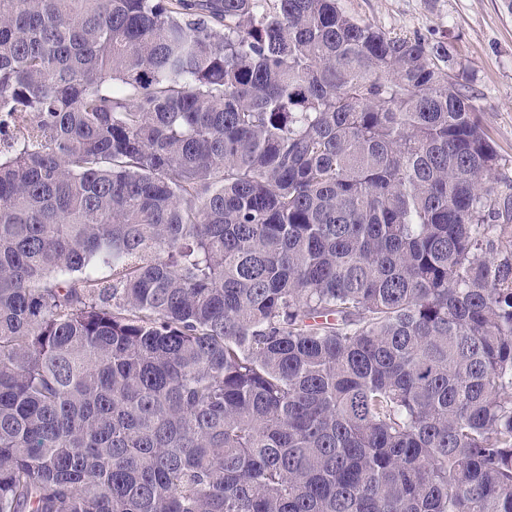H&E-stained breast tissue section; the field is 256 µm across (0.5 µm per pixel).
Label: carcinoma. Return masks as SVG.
<instances>
[{
  "instance_id": "1",
  "label": "carcinoma",
  "mask_w": 512,
  "mask_h": 512,
  "mask_svg": "<svg viewBox=\"0 0 512 512\" xmlns=\"http://www.w3.org/2000/svg\"><path fill=\"white\" fill-rule=\"evenodd\" d=\"M463 89L338 0H0V512H512Z\"/></svg>"
}]
</instances>
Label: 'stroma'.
<instances>
[{"label":"stroma","instance_id":"stroma-1","mask_svg":"<svg viewBox=\"0 0 512 512\" xmlns=\"http://www.w3.org/2000/svg\"><path fill=\"white\" fill-rule=\"evenodd\" d=\"M340 5L392 33L447 42L501 158L496 194L512 193V9L505 0H340Z\"/></svg>","mask_w":512,"mask_h":512}]
</instances>
